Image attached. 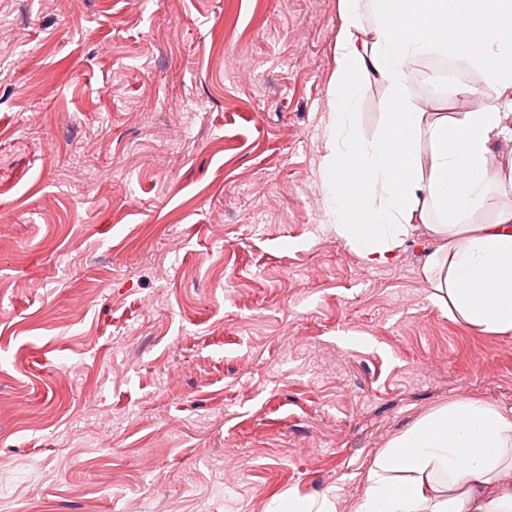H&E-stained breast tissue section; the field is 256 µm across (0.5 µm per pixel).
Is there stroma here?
I'll return each instance as SVG.
<instances>
[{
    "label": "stroma",
    "instance_id": "obj_1",
    "mask_svg": "<svg viewBox=\"0 0 512 512\" xmlns=\"http://www.w3.org/2000/svg\"><path fill=\"white\" fill-rule=\"evenodd\" d=\"M338 25V0H0L5 512H354L421 417L512 408V335L436 304L425 229L374 266L328 229ZM333 495L327 491L313 497H298L288 494V498L273 502L269 512H337Z\"/></svg>",
    "mask_w": 512,
    "mask_h": 512
}]
</instances>
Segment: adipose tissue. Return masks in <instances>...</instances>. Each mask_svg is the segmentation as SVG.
<instances>
[{
    "label": "adipose tissue",
    "instance_id": "1",
    "mask_svg": "<svg viewBox=\"0 0 512 512\" xmlns=\"http://www.w3.org/2000/svg\"><path fill=\"white\" fill-rule=\"evenodd\" d=\"M335 52L322 167L331 230L365 264H384L428 209L439 211L422 266L435 300L471 327L511 335L512 168L489 161L512 132V0H339ZM430 54L465 60L495 99L432 118L408 73L410 60ZM376 81L390 96L368 138L356 108ZM493 189L504 204L493 221L472 223ZM354 512H512V412L461 399L417 420L375 457Z\"/></svg>",
    "mask_w": 512,
    "mask_h": 512
}]
</instances>
